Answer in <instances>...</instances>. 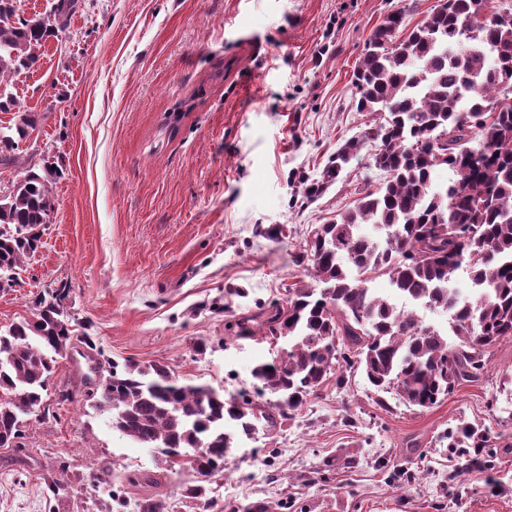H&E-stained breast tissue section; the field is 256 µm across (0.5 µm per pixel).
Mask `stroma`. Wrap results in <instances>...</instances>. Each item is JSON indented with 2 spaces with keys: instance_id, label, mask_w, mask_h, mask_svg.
<instances>
[{
  "instance_id": "35a3bbf8",
  "label": "stroma",
  "mask_w": 512,
  "mask_h": 512,
  "mask_svg": "<svg viewBox=\"0 0 512 512\" xmlns=\"http://www.w3.org/2000/svg\"><path fill=\"white\" fill-rule=\"evenodd\" d=\"M405 0H82L37 65L14 76L33 128L0 187L53 166L41 248L0 291V329L35 296L66 287L100 361L161 362L255 397L268 331L237 324L305 284L295 262L319 227L353 207L361 155L317 200L301 193L369 123L353 72L375 28ZM480 381L428 409L379 394L361 370L328 379L273 432L234 436L206 500L192 470L113 431L79 356L61 359L20 447L0 448V512H117L151 496L166 512H512V339ZM489 432L480 465L449 447L461 422ZM149 473L151 488L131 484Z\"/></svg>"
}]
</instances>
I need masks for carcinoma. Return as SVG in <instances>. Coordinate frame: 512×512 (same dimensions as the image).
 Instances as JSON below:
<instances>
[{"instance_id":"obj_1","label":"carcinoma","mask_w":512,"mask_h":512,"mask_svg":"<svg viewBox=\"0 0 512 512\" xmlns=\"http://www.w3.org/2000/svg\"><path fill=\"white\" fill-rule=\"evenodd\" d=\"M416 4L386 16L354 73L357 111L372 123L303 178V197L312 201L369 145L370 166L384 181L316 230L297 259L312 283L259 314L282 340L277 358L253 371L275 399L227 398L224 388L182 380L162 363L114 361L98 400L113 430L207 479L224 470L233 447L225 421L245 435L261 421L277 430L342 362L361 367L376 391L430 408L479 380L487 349L512 337V6L489 11L486 0H445L412 26ZM78 8L79 0H52L44 16L24 17L15 0H0V110L15 104L6 93L13 74L39 62L42 43ZM461 40L468 52L451 51ZM32 123L23 113L0 129V153L19 149ZM440 167L452 177L435 188ZM54 208L47 171L29 169L0 188V290L16 285ZM364 224L379 236L364 233ZM462 268L471 299L449 288ZM376 275L410 303L448 313L447 332L369 287ZM66 298L64 288L38 294L32 318L0 333L1 448L17 446L23 417L39 415L57 358L76 343L87 347L91 373L100 372L96 346L76 335ZM486 443L470 423L448 431L450 448Z\"/></svg>"}]
</instances>
